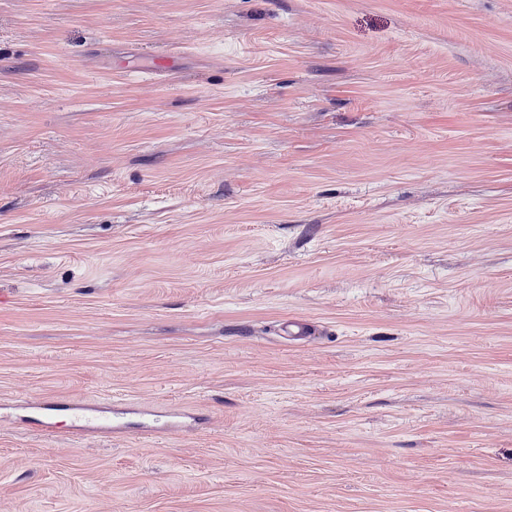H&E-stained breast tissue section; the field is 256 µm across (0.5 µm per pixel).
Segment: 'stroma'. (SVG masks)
<instances>
[{
  "instance_id": "35a3bbf8",
  "label": "stroma",
  "mask_w": 512,
  "mask_h": 512,
  "mask_svg": "<svg viewBox=\"0 0 512 512\" xmlns=\"http://www.w3.org/2000/svg\"><path fill=\"white\" fill-rule=\"evenodd\" d=\"M0 512H512V0H0ZM66 405L65 410L68 411L70 418V431L74 434H80L93 428L94 426L102 427L107 421L106 417L100 415L101 411L92 405H72L71 403H60L59 401H42L38 405L40 409L44 407Z\"/></svg>"
}]
</instances>
